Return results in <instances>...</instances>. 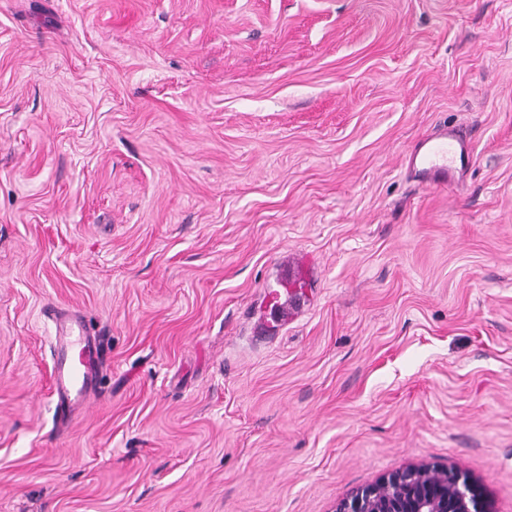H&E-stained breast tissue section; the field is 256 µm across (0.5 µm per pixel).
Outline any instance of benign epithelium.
<instances>
[{
    "mask_svg": "<svg viewBox=\"0 0 512 512\" xmlns=\"http://www.w3.org/2000/svg\"><path fill=\"white\" fill-rule=\"evenodd\" d=\"M335 512H489L484 487L450 467L409 464L359 487Z\"/></svg>",
    "mask_w": 512,
    "mask_h": 512,
    "instance_id": "obj_1",
    "label": "benign epithelium"
}]
</instances>
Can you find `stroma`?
<instances>
[{
	"instance_id": "obj_1",
	"label": "stroma",
	"mask_w": 512,
	"mask_h": 512,
	"mask_svg": "<svg viewBox=\"0 0 512 512\" xmlns=\"http://www.w3.org/2000/svg\"><path fill=\"white\" fill-rule=\"evenodd\" d=\"M445 124L451 189L403 165ZM52 308L104 349L66 412ZM417 462L512 512V0H0V512H334ZM273 301L270 312V321L278 326H287L296 318L297 313L304 307V299L296 294H290L288 290L281 293L278 290L269 292Z\"/></svg>"
}]
</instances>
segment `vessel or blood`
<instances>
[{"label": "vessel or blood", "instance_id": "obj_1", "mask_svg": "<svg viewBox=\"0 0 512 512\" xmlns=\"http://www.w3.org/2000/svg\"><path fill=\"white\" fill-rule=\"evenodd\" d=\"M473 159L469 143L455 127L445 125L417 142L407 153L405 165L420 183L429 186L453 185ZM272 323L284 326L295 319L304 300L297 295L271 291ZM53 352V395L59 407L71 409L85 403L89 387L101 362L99 342L74 315L60 317Z\"/></svg>", "mask_w": 512, "mask_h": 512}]
</instances>
